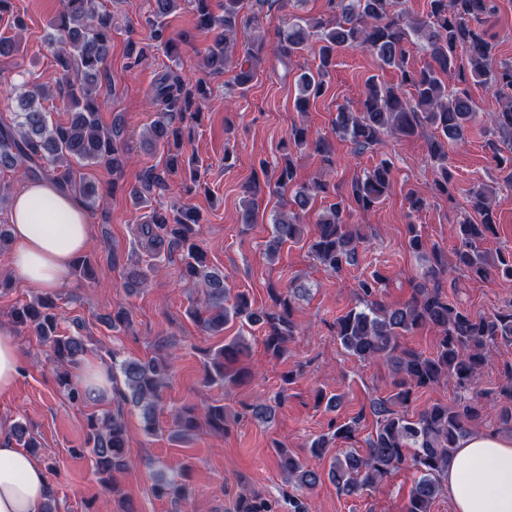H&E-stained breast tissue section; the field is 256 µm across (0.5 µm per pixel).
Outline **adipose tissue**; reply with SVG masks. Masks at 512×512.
Listing matches in <instances>:
<instances>
[{
    "instance_id": "ef3b65f1",
    "label": "adipose tissue",
    "mask_w": 512,
    "mask_h": 512,
    "mask_svg": "<svg viewBox=\"0 0 512 512\" xmlns=\"http://www.w3.org/2000/svg\"><path fill=\"white\" fill-rule=\"evenodd\" d=\"M10 265L32 287L63 286L90 238L87 212L51 179L31 181L9 215ZM454 512H512V437L476 433L462 439L446 480ZM50 494L42 462L17 446L0 420V512H44Z\"/></svg>"
}]
</instances>
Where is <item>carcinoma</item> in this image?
Returning <instances> with one entry per match:
<instances>
[{
  "instance_id": "cac0c4a2",
  "label": "carcinoma",
  "mask_w": 512,
  "mask_h": 512,
  "mask_svg": "<svg viewBox=\"0 0 512 512\" xmlns=\"http://www.w3.org/2000/svg\"><path fill=\"white\" fill-rule=\"evenodd\" d=\"M182 0H151L148 24L156 40L167 53L175 54L177 42L166 36V20L177 11ZM196 28L214 34L203 58V68L210 75H222L233 64L238 36L263 22V8L272 0H190ZM295 12L277 33L276 42L264 41L243 46L244 60L236 65V74L228 91L245 93L258 79L264 54L270 53L288 69L298 66L296 111L305 112L320 98L327 77L340 50H361L376 57L381 65L399 72L397 86H386L375 78L365 83L354 107L337 106L332 130L336 137L348 140L359 155L374 148L386 134L428 136L430 158L437 163L441 179L439 191L449 193L448 147L465 141L464 131L477 122L484 125L493 139L488 147L498 162L503 183L512 187V61L501 60L495 44L483 29L496 15V0H427L423 15L412 16L404 0H326V11L319 16L301 12L306 0H291ZM112 12L97 0H64L62 12L50 24L47 43L60 44L67 50L56 56L55 82L52 89L35 86L17 98L18 112L11 124L0 125V169L12 170L30 180L55 178L63 188L79 198L88 211L98 206L95 184L71 167L76 162L91 167L105 164L112 172L123 170L128 156L118 146L120 129L107 128L100 119L95 96L102 72L112 48ZM417 48L428 56L421 68L409 65L410 50ZM315 51L316 70L300 66L299 58ZM454 83H449V80ZM474 82L500 98L496 112H482L469 91ZM55 93L66 106L67 119L53 120L42 101ZM209 83L191 80L169 69L157 80L150 94L156 107L148 129L150 146L166 149L163 166L143 170L140 185L129 191L137 209L149 202L152 192L169 189L168 176L189 167V181L197 182V160L183 159L185 141L191 139L201 120L199 104L209 99ZM283 149H312L321 157L323 168L336 167L332 145L324 136H313L305 124H293L282 142ZM508 155H502V152ZM260 171L253 172L244 186L245 200L238 223L248 227L257 223L259 196L268 188L269 196L279 198L269 214L271 234L265 243L268 259L277 258L282 246L298 243L304 237L301 219L317 198L326 206L317 215L316 229L310 242L312 255L326 268L338 274L355 264L365 236L350 223L353 212L367 213L389 194L393 164L382 158L360 176L353 178L347 193L336 194V184L320 176L308 182L297 180L291 159L276 168V178L269 177L266 161H259ZM496 189L487 184L468 190L471 214L456 224L453 265L442 260L436 246H428L416 225H408L407 247L425 262L422 280L413 288L408 302L389 307L380 300L386 278L378 271L358 280L357 302L336 320L335 335L342 348L361 361L382 363L394 374V394L372 403L377 428L367 441L365 454L343 451L330 460L329 478L346 494L364 492L376 486L392 470L410 467L420 473L410 492L406 512H432V505L443 492L453 452L461 439L472 432V425L493 415L504 426L512 427V365L504 368V382L499 401L482 402L478 386L488 363L490 348L512 343V305L491 314L473 315L448 300L444 283L455 281L459 271L480 278L493 274L512 281V253H497L490 259L482 245L497 234L493 206ZM199 216L191 207L173 206L153 209L142 216L139 243L147 252L161 251L178 255L181 275L196 281L206 295V306L189 310L190 317L209 333H221L231 322L239 323L238 334L224 342L206 365L205 383L251 377L240 365L249 345L245 334L255 327L264 333L266 353L280 360L288 354V343L298 333L294 321V300L307 289L290 281L282 288L268 289L272 304L255 306L248 294L230 296L224 272L211 267L199 244ZM155 267L139 263L126 267L125 286L144 287ZM14 322L34 334L48 346L56 367L60 388L75 403L91 398L92 392L74 381L88 345L80 335L59 334V316L54 296L45 293L33 302L14 307ZM424 326L438 332L434 353L424 354L405 348L400 337ZM112 390L119 404L139 412L142 430L147 435L158 429L162 390L170 364L161 356L122 359L110 353ZM441 383L454 385V404L435 403L417 415L395 409L405 405L413 393ZM273 406L258 402L246 404L238 413L265 423L272 421ZM205 424L217 434L228 432L227 413L222 405L206 409ZM197 409L182 407L174 414L171 437L177 441L193 435L199 428ZM85 447L94 458L101 482L115 488L116 475L128 467V429L118 411L88 416ZM281 470L298 489H313L320 482V470L298 456L274 444ZM189 466L176 473L158 474L153 492L173 501L188 499L192 488L187 481ZM238 512H278L276 504L257 494L243 493Z\"/></svg>"
}]
</instances>
